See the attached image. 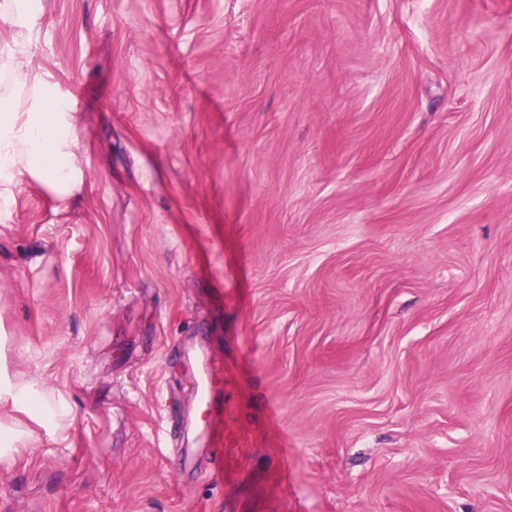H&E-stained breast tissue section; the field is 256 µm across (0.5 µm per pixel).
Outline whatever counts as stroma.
Here are the masks:
<instances>
[{"label":"stroma","instance_id":"obj_1","mask_svg":"<svg viewBox=\"0 0 512 512\" xmlns=\"http://www.w3.org/2000/svg\"><path fill=\"white\" fill-rule=\"evenodd\" d=\"M44 6L0 512H512V0Z\"/></svg>","mask_w":512,"mask_h":512}]
</instances>
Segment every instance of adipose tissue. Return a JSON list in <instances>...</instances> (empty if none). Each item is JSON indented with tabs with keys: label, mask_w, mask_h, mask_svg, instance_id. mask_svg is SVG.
Segmentation results:
<instances>
[{
	"label": "adipose tissue",
	"mask_w": 512,
	"mask_h": 512,
	"mask_svg": "<svg viewBox=\"0 0 512 512\" xmlns=\"http://www.w3.org/2000/svg\"><path fill=\"white\" fill-rule=\"evenodd\" d=\"M47 23L42 0H0V209L9 210L23 175L39 178L60 200L81 190L73 157L74 114L48 79L32 75L31 51Z\"/></svg>",
	"instance_id": "ef3b65f1"
}]
</instances>
